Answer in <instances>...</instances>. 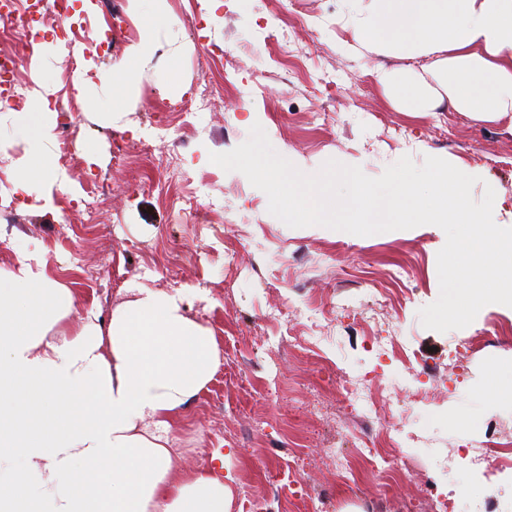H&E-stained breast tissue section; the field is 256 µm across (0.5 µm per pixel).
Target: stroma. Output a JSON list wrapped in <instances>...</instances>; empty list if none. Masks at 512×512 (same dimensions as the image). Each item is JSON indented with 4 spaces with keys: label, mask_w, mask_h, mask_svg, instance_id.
Returning a JSON list of instances; mask_svg holds the SVG:
<instances>
[{
    "label": "stroma",
    "mask_w": 512,
    "mask_h": 512,
    "mask_svg": "<svg viewBox=\"0 0 512 512\" xmlns=\"http://www.w3.org/2000/svg\"><path fill=\"white\" fill-rule=\"evenodd\" d=\"M73 0L75 14L90 21L92 44L65 48L59 28L25 32L35 52L18 60L16 90L26 94L44 80L57 86L54 106H72L75 159L66 191L105 184L112 193L108 216L94 232L61 242L59 226L85 221L82 208L61 213L16 190L13 161L25 146L0 127V207H16L20 220L0 222V267L12 268L29 253L47 274L70 288L78 314L92 308L109 319L127 284L181 290L190 313L208 327L230 359L181 412L169 437L172 466L188 475L224 463L232 490L229 512H421L422 502L454 492V512H473L471 476L462 466L443 468L458 448L480 447L487 425L512 437V411L488 394L490 367L512 361V345L495 343L512 330V309L490 304L465 328L440 333L422 326L418 311L440 292L437 253L442 229L422 225L364 237L322 226L292 228L268 211L266 194L245 175L209 160L247 140L260 124L275 151L309 166L334 159L378 177L403 156L415 163L437 156L479 177L474 198L494 184L503 200L495 215L512 225V132L502 123H479L460 112H401L377 84L376 68L400 59L365 51L348 54L351 34L315 18L339 17L342 0H166L168 24L154 32L155 49L142 65L130 103L106 120L101 92L76 95L61 80L64 56L110 70L139 40L138 15L128 0ZM287 25L297 51L279 60L264 28ZM207 95L200 130L184 126L181 111ZM167 153L180 142L179 160L191 183L173 186L163 174L140 182L144 163L138 140ZM204 186L200 207H187L191 188ZM323 304L310 313L308 303ZM287 311L280 326L272 313ZM313 336L331 366L289 347L292 336ZM369 336H394L420 366L426 397L410 406V378L400 361L366 349ZM468 350L456 351L458 340ZM365 378L373 397L390 399L419 441L386 449L387 457L416 458L412 470L384 484L367 470L345 485L331 463L333 452L351 453L361 430L340 394L336 366ZM329 506H322V497Z\"/></svg>",
    "instance_id": "1"
}]
</instances>
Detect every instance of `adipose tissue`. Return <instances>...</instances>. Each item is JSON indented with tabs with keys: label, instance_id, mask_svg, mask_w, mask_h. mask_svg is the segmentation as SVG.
<instances>
[{
	"label": "adipose tissue",
	"instance_id": "1",
	"mask_svg": "<svg viewBox=\"0 0 512 512\" xmlns=\"http://www.w3.org/2000/svg\"><path fill=\"white\" fill-rule=\"evenodd\" d=\"M343 2L339 23L356 44L411 62L377 74L393 106L512 121V0ZM166 21L159 5L143 16L113 86H133ZM55 93L36 82L23 111L0 114L27 145L18 188L45 200L67 179ZM75 311L43 263L24 255L0 270V512H228L231 491L211 471L172 473L169 424L222 361L182 292L132 287L108 324L91 310L62 329Z\"/></svg>",
	"mask_w": 512,
	"mask_h": 512
}]
</instances>
